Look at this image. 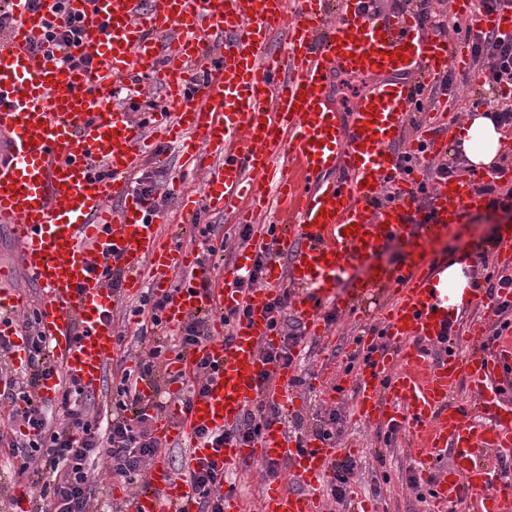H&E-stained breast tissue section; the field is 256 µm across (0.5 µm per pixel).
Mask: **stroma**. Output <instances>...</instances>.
Here are the masks:
<instances>
[{"instance_id":"stroma-1","label":"stroma","mask_w":512,"mask_h":512,"mask_svg":"<svg viewBox=\"0 0 512 512\" xmlns=\"http://www.w3.org/2000/svg\"><path fill=\"white\" fill-rule=\"evenodd\" d=\"M473 92L467 75L454 72L449 93L437 92L432 97L423 98L422 109L416 112L415 117L420 121L427 120L433 108L443 103L447 104L449 111H462L470 107ZM219 164V158L209 156L201 167L184 170L178 145L158 140L139 161L138 169L154 174L161 186L166 187L175 180L187 185L202 183ZM506 224L512 226V211L494 212L483 208L465 212L459 224L446 236L435 241L433 256L436 263L441 264L451 258L465 256L470 281H483L486 272L478 259L477 250L494 245ZM0 264L11 268L12 287L22 290L26 296V309L15 315L17 321H24L28 311L39 308L41 293L21 266L18 245L9 226L5 224H0ZM385 304V299L372 296L354 311L337 315L331 324V330L336 337L331 349H324L314 337L305 336L301 342L304 349V373L313 374L316 364L326 357L334 358L337 367H346L350 355L356 351V339L368 335L371 327L381 326ZM296 393L302 400L300 412L304 417L305 428H312L317 413L333 408L342 414L344 435L340 445L351 449L357 460L350 479L354 498L370 504L374 512H431V500L426 496V487L412 488L408 485L415 463L408 456L402 440H395L392 446H385L384 427L357 420L354 416L353 391H346L330 404L323 402L317 390L308 384L297 387Z\"/></svg>"}]
</instances>
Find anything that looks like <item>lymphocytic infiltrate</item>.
<instances>
[{
  "label": "lymphocytic infiltrate",
  "mask_w": 512,
  "mask_h": 512,
  "mask_svg": "<svg viewBox=\"0 0 512 512\" xmlns=\"http://www.w3.org/2000/svg\"><path fill=\"white\" fill-rule=\"evenodd\" d=\"M67 3L68 0H57L56 15L46 26L45 39L57 50L63 64L84 67L87 59L71 51L84 18L72 14ZM418 11L433 30L442 32L450 28L463 35L472 63L483 76L480 104L489 107L491 119L511 129L512 97L507 90L512 87V35L476 29L459 16L432 12L425 0H420ZM291 296V289L286 287L270 301L269 309L274 314L272 327L279 342L263 351L266 362L285 367L297 363L295 348L303 338L300 321L283 319ZM171 299V292L161 293L151 287L135 308V334L145 346L135 368L116 363L120 399L111 413L103 418L90 416L83 408L86 390L72 380L60 386L56 395L65 416L64 424L56 428L49 426L46 403L39 397L42 380L53 371L47 340L38 318H29L23 324L25 371L22 378L11 379L0 390V419L7 420L10 429L21 426L25 434L19 439L10 430L0 431V477L41 485L39 496L29 501V512H89L95 495L92 471L99 455L111 459L113 482L125 485L134 483L136 476L142 475L146 465L160 454L161 444L154 424L167 408L169 385L179 380L171 369L172 358L210 336L206 323L195 315L189 316L179 330L170 331L163 312ZM143 382L152 385L151 398L142 396L139 385ZM281 417L282 408L277 402L262 399L246 409L228 437L214 438L204 432L200 438L217 449L229 439L247 444L262 429L280 423ZM191 479L198 512H224V496L219 491L215 463H200Z\"/></svg>",
  "instance_id": "obj_1"
}]
</instances>
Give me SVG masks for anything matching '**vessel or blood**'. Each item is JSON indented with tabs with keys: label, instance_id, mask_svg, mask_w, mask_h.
<instances>
[{
	"label": "vessel or blood",
	"instance_id": "1",
	"mask_svg": "<svg viewBox=\"0 0 512 512\" xmlns=\"http://www.w3.org/2000/svg\"><path fill=\"white\" fill-rule=\"evenodd\" d=\"M54 5L13 7V23L0 37V223L13 226L23 264L42 290L40 329L55 370L43 380L41 398H53L64 378L95 389L115 354L117 332L105 312L116 299L101 275L105 263L119 265L129 290L147 276L159 287L182 275L164 311L169 329L203 312L245 308L249 315L232 341L215 328L175 361L186 381L197 361L213 370L202 396L175 419L160 420V439L241 470L286 464L288 481L266 487L260 512H322L316 489L342 454L336 444L297 443L280 424L250 444L217 451L198 434L234 428L261 398L295 409L294 370L261 354L277 340L267 304L279 287L292 288L293 311L322 340L329 337L324 301L352 309L378 293L390 299L384 325L392 349L348 373L322 362V399L354 390L357 418L400 430L440 510L465 498L480 512H512V478L488 463L493 455L512 458V403L498 380L512 374V336L467 359L452 348L437 359L429 353L448 324V291L423 245L487 199L475 190L476 174H460L434 186L432 205L412 221L421 177L401 174L397 149L402 142L423 147L427 161L443 152L442 114L413 139L408 121L420 87L449 67L468 66L464 45L433 31L417 10L381 12L372 0H70L86 16L74 52L92 65L67 69L43 42ZM277 34L286 37L285 52L272 45ZM340 73L373 80L347 113L333 96ZM125 88L163 92L168 111L133 119L115 104ZM149 130L180 142L184 167H198L208 154L222 159L200 193L184 194L175 217L148 211L131 192ZM103 168L108 177H99ZM391 179L402 195L386 203ZM268 186L292 212L290 221L255 224ZM112 200L119 212L108 210ZM204 208L255 224L252 248L273 253L264 287L235 288L249 262L216 276L194 251L164 247L163 225L194 223ZM395 242L406 249L400 267H368ZM7 279L1 269L0 335L18 337L19 325L5 316L22 296ZM464 380L476 408L452 401ZM444 450L451 462L438 474L433 463ZM195 498L189 471H174L159 456L129 512H196Z\"/></svg>",
	"mask_w": 512,
	"mask_h": 512
}]
</instances>
